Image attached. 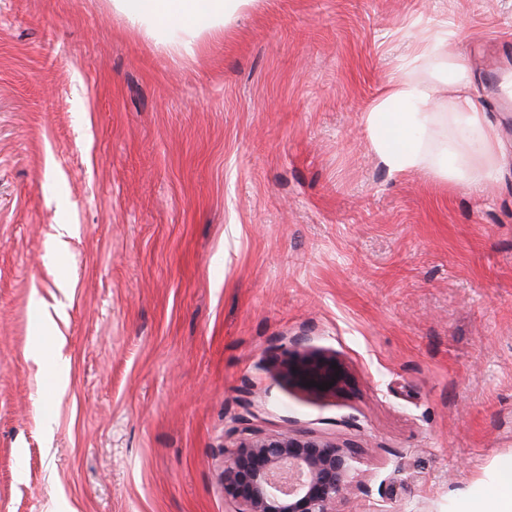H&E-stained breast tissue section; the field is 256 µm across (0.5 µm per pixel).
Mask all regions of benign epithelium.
Returning a JSON list of instances; mask_svg holds the SVG:
<instances>
[{"label":"benign epithelium","instance_id":"1","mask_svg":"<svg viewBox=\"0 0 512 512\" xmlns=\"http://www.w3.org/2000/svg\"><path fill=\"white\" fill-rule=\"evenodd\" d=\"M281 375L314 397L351 388L350 373L336 355L307 348L302 336L281 347ZM354 463L350 446L288 430L258 437L248 429L233 448L224 449L220 478L234 512H336L337 499L351 486Z\"/></svg>","mask_w":512,"mask_h":512}]
</instances>
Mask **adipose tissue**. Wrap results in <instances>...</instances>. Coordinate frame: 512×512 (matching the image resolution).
Returning <instances> with one entry per match:
<instances>
[{
  "mask_svg": "<svg viewBox=\"0 0 512 512\" xmlns=\"http://www.w3.org/2000/svg\"><path fill=\"white\" fill-rule=\"evenodd\" d=\"M250 0H115L130 23L144 21L173 32L174 44H181V32L216 27L232 21ZM448 31L424 29L415 43L412 57L420 67L445 63L448 85L453 91L451 110L440 115L435 90L422 75L400 71L389 78L382 95L365 114L370 144L380 162L392 173L439 166L438 150L430 133L440 118L454 125L460 139L471 142L474 156L456 159L457 175L471 188L495 177L494 160L499 148L496 129L487 122L476 100L469 95L471 69L465 55H448ZM483 481L482 495L460 492L452 501V512H512V456L494 461Z\"/></svg>",
  "mask_w": 512,
  "mask_h": 512,
  "instance_id": "obj_1",
  "label": "adipose tissue"
}]
</instances>
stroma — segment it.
Masks as SVG:
<instances>
[{
	"label": "stroma",
	"instance_id": "1",
	"mask_svg": "<svg viewBox=\"0 0 512 512\" xmlns=\"http://www.w3.org/2000/svg\"><path fill=\"white\" fill-rule=\"evenodd\" d=\"M432 23L482 192L363 115ZM112 0H0V512H231L240 428L362 447L338 512H448L512 455V0H254L171 51ZM297 335L351 392L278 374ZM454 33L435 27L424 29L414 44L412 57L419 64L421 72L433 62H444L448 67V85L453 91L450 102L451 112H444L446 120L455 126L460 140L472 144L477 162L473 157L459 153L456 158L457 176L469 188H479L482 183L495 178L494 159L499 148L496 129L486 121L484 112L476 100L468 94L471 85V69L463 54L448 59V39ZM474 138V139H473Z\"/></svg>",
	"mask_w": 512,
	"mask_h": 512
}]
</instances>
